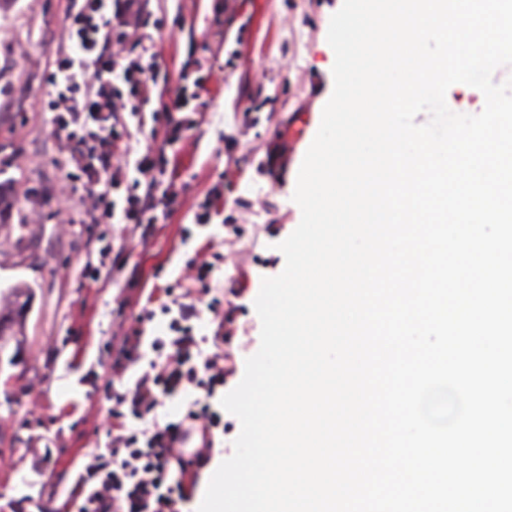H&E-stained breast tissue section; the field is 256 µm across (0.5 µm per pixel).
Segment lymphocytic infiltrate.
Here are the masks:
<instances>
[{
  "label": "lymphocytic infiltrate",
  "mask_w": 512,
  "mask_h": 512,
  "mask_svg": "<svg viewBox=\"0 0 512 512\" xmlns=\"http://www.w3.org/2000/svg\"><path fill=\"white\" fill-rule=\"evenodd\" d=\"M149 0H69L67 40L72 51L56 53L50 65L47 102L53 132L61 144L62 164L69 192L88 190L92 197L83 223L99 225V239L110 235L114 221L153 224L158 214L171 210L182 193L174 180L164 179L166 148L179 141L195 123L209 80L171 86L162 57L145 42L144 30L156 20ZM159 107L151 118L162 128L163 145L139 156L137 176L128 179L119 160L127 155L132 133L127 116L143 112L150 101ZM125 190L123 201L113 193ZM186 280L156 285L150 299L160 310L143 308L123 322L111 345L113 385L104 390L109 401L105 445L82 457L67 491L76 512H184L215 455L214 432L223 417L212 403L234 368L227 347L234 338L225 329L233 312L210 285L214 265L195 257L186 262ZM213 314V338L196 333L202 310ZM169 315V338L148 337L147 325L156 312ZM213 343V353L203 346ZM164 351L162 359L130 376L145 347ZM203 391L178 421L162 423L158 410L166 398L186 387ZM201 431V445L182 456L178 444L184 424Z\"/></svg>",
  "instance_id": "1"
}]
</instances>
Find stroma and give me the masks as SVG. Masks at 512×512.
I'll return each mask as SVG.
<instances>
[{"label": "stroma", "instance_id": "obj_1", "mask_svg": "<svg viewBox=\"0 0 512 512\" xmlns=\"http://www.w3.org/2000/svg\"><path fill=\"white\" fill-rule=\"evenodd\" d=\"M69 0H0V183L12 192L0 224V289L23 280L33 300L21 348L0 352V512H65L49 485L104 438L110 381L105 343L146 303L155 277L182 274L199 247L221 256L213 285L234 298L232 326L243 348L237 366L260 346L254 300L261 280L285 266L277 243L301 220L293 204L298 170L334 86L327 41L342 0H227L215 24L212 0H152L161 21L147 36L172 81L197 62L220 71L186 138L167 150V173L185 185L175 210L155 224H118L112 252L81 217L89 194L61 200L65 170L47 100L49 61L67 49ZM224 204L197 225L199 205L216 182ZM192 235L182 239V228ZM113 265L108 278L86 267Z\"/></svg>", "mask_w": 512, "mask_h": 512}]
</instances>
